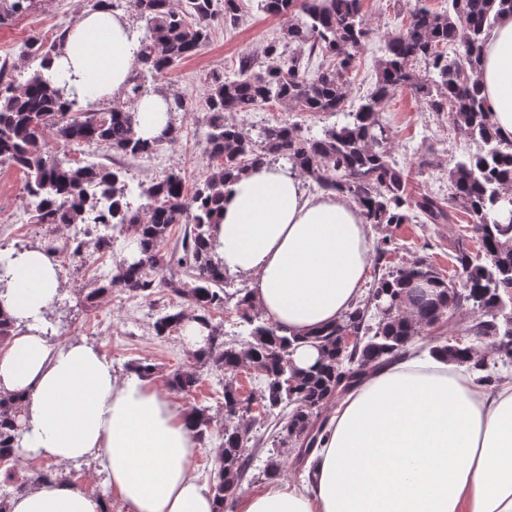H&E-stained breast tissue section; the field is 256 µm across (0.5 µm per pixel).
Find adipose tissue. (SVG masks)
<instances>
[{"label": "adipose tissue", "mask_w": 512, "mask_h": 512, "mask_svg": "<svg viewBox=\"0 0 512 512\" xmlns=\"http://www.w3.org/2000/svg\"><path fill=\"white\" fill-rule=\"evenodd\" d=\"M137 49L126 17L101 5L80 12L51 70L93 101L121 93ZM480 86L511 134L510 15L485 43ZM215 237L225 271L247 280L253 305L300 338L297 367L313 365L318 351L305 336L355 306L369 279L374 230L359 208L331 192L308 194L297 173L263 165L229 186ZM5 274L0 308L22 327L0 346V390L25 402L17 468L37 456L60 465L91 458L128 512H215L192 466L199 442L185 414L152 380L116 375L94 345L49 334L59 279L43 249L17 252ZM103 508L61 479L10 503L11 512ZM233 512H512V376L492 391L446 355L413 347L333 405L305 478L238 494Z\"/></svg>", "instance_id": "ef3b65f1"}]
</instances>
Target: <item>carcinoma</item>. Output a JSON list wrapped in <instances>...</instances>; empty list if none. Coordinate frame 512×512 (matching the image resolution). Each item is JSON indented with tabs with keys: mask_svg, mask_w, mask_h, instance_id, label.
<instances>
[{
	"mask_svg": "<svg viewBox=\"0 0 512 512\" xmlns=\"http://www.w3.org/2000/svg\"><path fill=\"white\" fill-rule=\"evenodd\" d=\"M115 11L127 7L144 22L138 40L136 66L121 95L136 102L151 92L150 84L182 61L196 55L209 41L216 16L224 27L239 24L240 0H96ZM261 11L288 19L282 35L266 43L261 58L245 54L231 73L215 70L205 78L208 108L203 152L209 164L202 184L193 190L186 178L171 171L134 193L126 171L103 163L84 164L68 158L85 146L102 145L127 156L150 155L174 146L179 128L169 122L153 139L137 136L135 110L120 99L83 104L75 88L58 87L43 73L57 54L63 35L47 42L32 35L22 44L23 56L40 60V70L24 84L10 78L9 60L0 62V165L24 170V191L32 224H82L85 238L66 243L65 256L76 259L92 243L99 251L112 249L113 235L130 229L138 235L139 256L116 263L117 273L95 282L86 300L92 302L121 287L145 300L165 289L189 301L193 320L208 331L195 362L169 374L168 388L188 394L201 381V368L224 374V432L210 488L217 512L233 499L251 465L245 455L252 427L246 413L231 412L237 403L234 376L241 369L260 370L258 393L268 416L256 419L271 424L267 479L282 475L280 457L290 448L306 457L326 426L336 389L349 392L374 369L400 355L406 343L424 327L444 322V316L463 307L475 315L480 336H492L500 349L512 353V326L496 319L500 305L512 303V137L502 136L480 95L486 37L503 12H512V0H445L443 11L430 0H415L402 19V28L379 49L373 90L357 107L346 109L348 83L361 63L374 30L363 13V0H257ZM34 0H0V26L26 14ZM300 53L291 52V46ZM424 64V73L414 63ZM408 89L426 111L449 118L455 132L476 149L448 169L450 192L436 195L408 191L411 172L392 157L393 131L382 116L384 103ZM278 105L287 112L335 116L344 123L315 133L296 122H267L254 132L228 115L257 112ZM60 149L53 150L46 135ZM280 164L296 171L317 192H335L352 200L365 223L451 224L464 210L478 235L480 251L472 253L457 243L453 259L460 266V281L447 279L432 264L415 260L399 268L383 266L396 242L382 238L374 246V267L381 271L365 298L345 317L309 338L319 356L307 369L289 364L297 340L279 334L240 290H224V266L214 260L212 229L224 209V188L249 167ZM440 166L435 151L421 153L413 163L417 173ZM95 183L102 196H89L85 185ZM138 196L135 205L131 197ZM184 224L180 243L168 248L170 230ZM191 272L190 280L177 271ZM235 300L239 324L248 331L240 343L224 341V332L211 312ZM183 311L166 313L154 322L158 336L183 327ZM355 327L364 342L357 350L343 351L336 336ZM448 356L479 375L487 387L501 381L485 370L470 351L446 345ZM199 441L211 436L212 418L206 406L189 411ZM25 428L18 398L0 392V464L12 461L22 448ZM61 475L52 466L19 477L8 467L0 479V512H10L13 496L37 483Z\"/></svg>",
	"mask_w": 512,
	"mask_h": 512,
	"instance_id": "cac0c4a2",
	"label": "carcinoma"
}]
</instances>
